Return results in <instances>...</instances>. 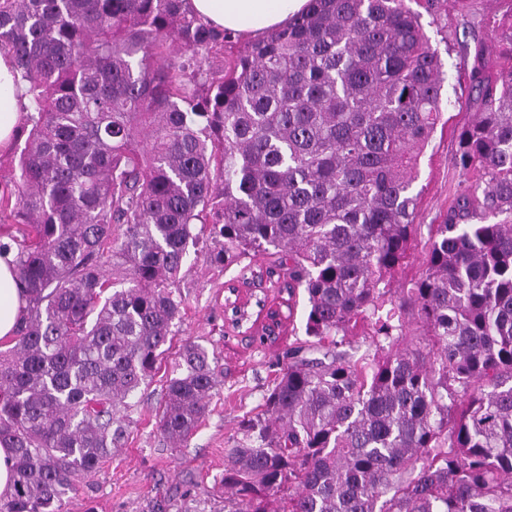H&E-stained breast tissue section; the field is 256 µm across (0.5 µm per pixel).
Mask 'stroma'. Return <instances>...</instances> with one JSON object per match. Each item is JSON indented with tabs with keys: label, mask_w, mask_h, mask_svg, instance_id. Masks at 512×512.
Masks as SVG:
<instances>
[{
	"label": "stroma",
	"mask_w": 512,
	"mask_h": 512,
	"mask_svg": "<svg viewBox=\"0 0 512 512\" xmlns=\"http://www.w3.org/2000/svg\"><path fill=\"white\" fill-rule=\"evenodd\" d=\"M512 0H435L433 13L421 22L439 52L450 89L444 125L438 126L420 158L414 184L420 192V232L404 277L422 270L429 246V227L440 223L456 194L475 180L476 172L456 162V136L473 118L469 73L475 41L493 48V63L512 66V57L498 45L491 22L501 19ZM239 265L221 268L199 255L185 268L179 288L184 299L178 338L193 336L214 349L224 383L209 412L186 447L166 444L156 425L162 399L160 381L141 387L137 411L123 448L103 465L90 495H77L69 512H224V451L240 439V422L260 412L264 397L282 367L289 344L304 336L305 296L293 297V316L284 320L276 342L261 344L228 333L224 323V285Z\"/></svg>",
	"instance_id": "35a3bbf8"
}]
</instances>
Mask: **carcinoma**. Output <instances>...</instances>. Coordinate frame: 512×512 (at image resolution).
I'll return each instance as SVG.
<instances>
[{"instance_id": "cac0c4a2", "label": "carcinoma", "mask_w": 512, "mask_h": 512, "mask_svg": "<svg viewBox=\"0 0 512 512\" xmlns=\"http://www.w3.org/2000/svg\"><path fill=\"white\" fill-rule=\"evenodd\" d=\"M421 17L309 0L239 50L187 0H0L28 112L0 181L26 298L0 350V512H68L122 447L208 241L212 263L306 298L305 339L224 449L229 512H512V66L489 75L476 43L456 161L480 177L393 287L446 93ZM359 327L374 352L355 358ZM221 384L215 352L181 341L163 439L186 444Z\"/></svg>"}]
</instances>
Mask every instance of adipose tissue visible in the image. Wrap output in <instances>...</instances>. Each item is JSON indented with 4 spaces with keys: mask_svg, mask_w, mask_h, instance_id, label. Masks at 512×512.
Instances as JSON below:
<instances>
[{
    "mask_svg": "<svg viewBox=\"0 0 512 512\" xmlns=\"http://www.w3.org/2000/svg\"><path fill=\"white\" fill-rule=\"evenodd\" d=\"M309 0H188L202 22L221 30L254 38L288 23L304 12ZM18 73L10 56L0 54V151L6 150L24 118V99L16 89ZM15 280V254H0V341L13 336L24 306Z\"/></svg>",
    "mask_w": 512,
    "mask_h": 512,
    "instance_id": "obj_1",
    "label": "adipose tissue"
}]
</instances>
